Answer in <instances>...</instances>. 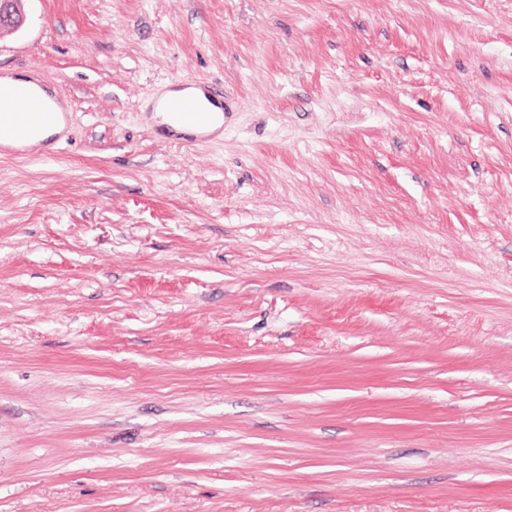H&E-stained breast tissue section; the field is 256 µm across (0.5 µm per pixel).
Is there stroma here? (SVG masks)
Instances as JSON below:
<instances>
[{"label": "stroma", "instance_id": "1", "mask_svg": "<svg viewBox=\"0 0 512 512\" xmlns=\"http://www.w3.org/2000/svg\"><path fill=\"white\" fill-rule=\"evenodd\" d=\"M26 10L0 512H512V0ZM188 77L224 130L162 141ZM27 88L40 97L49 98L29 79L24 76H3L0 78L2 87ZM27 94L12 96L0 93V134L7 133L11 140L21 143L37 132L51 129L59 124H67V112L52 102L54 112L39 96Z\"/></svg>", "mask_w": 512, "mask_h": 512}]
</instances>
